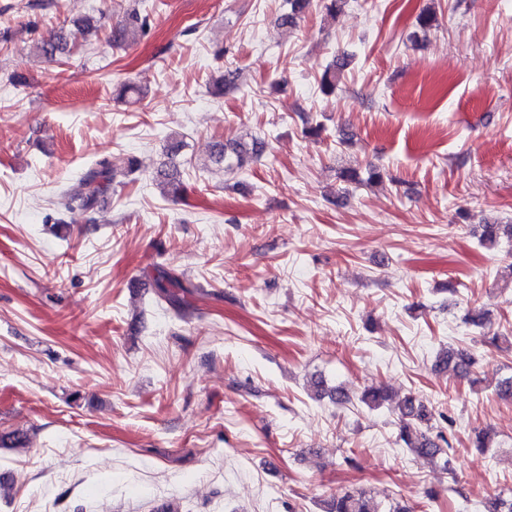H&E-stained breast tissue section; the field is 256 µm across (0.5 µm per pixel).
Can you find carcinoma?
<instances>
[{
    "label": "carcinoma",
    "instance_id": "carcinoma-1",
    "mask_svg": "<svg viewBox=\"0 0 512 512\" xmlns=\"http://www.w3.org/2000/svg\"><path fill=\"white\" fill-rule=\"evenodd\" d=\"M131 2H133V6L126 9L121 19L113 22L110 27L108 41L114 46L120 47L135 43L148 31L149 15L140 13L138 6L134 5L136 0H131ZM288 5L290 11L280 16L281 25L286 28L296 26L297 19L308 8L310 0H288ZM35 51L46 60H55L71 53L64 37L59 33H53L37 41ZM346 66L347 56L344 54L337 56L336 60L321 75V90L326 92L334 89L336 81ZM260 154L261 147L256 141L253 142L250 149L242 144L237 145L233 148L231 157L227 156L226 147L222 144L216 145L214 151L215 161L224 164V169L227 171L242 168L246 161L257 159ZM116 169L117 162L110 157L95 161L73 184L63 190L64 210L70 211L77 207L83 212L93 211L100 198L112 188ZM155 175L166 184L169 195L175 198L181 195L182 179L173 162L161 163L156 168ZM342 178L348 183L372 185L380 183L383 175L379 168L372 166L363 175L357 170H347L343 172ZM504 237L512 241V224H485L479 241L483 245L493 246ZM152 281L154 295L158 303L167 306L181 316L191 308V303L188 300V297L192 296L191 284L183 275L165 268H158ZM474 364V355L465 348L445 350L437 362V366L440 368H450L459 376L469 375ZM314 393L318 398L328 394L338 404L350 401L344 391L338 388L330 390L322 380L315 383ZM433 418V409L413 397L405 398L398 405L397 419L400 425L401 440L405 447L421 456L431 458L439 455L446 456V459L443 460V468L447 469L450 466V459L447 458V455L452 450V444L441 430L434 436L430 434ZM326 512H383V510L367 491L357 489L333 496Z\"/></svg>",
    "mask_w": 512,
    "mask_h": 512
}]
</instances>
